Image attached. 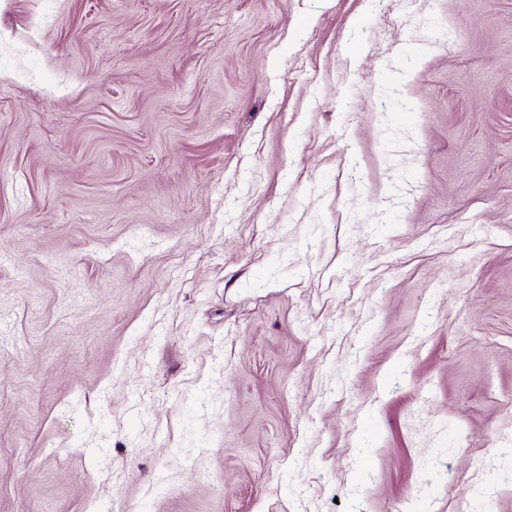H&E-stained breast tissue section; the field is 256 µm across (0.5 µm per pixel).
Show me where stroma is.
<instances>
[{
	"instance_id": "obj_1",
	"label": "stroma",
	"mask_w": 512,
	"mask_h": 512,
	"mask_svg": "<svg viewBox=\"0 0 512 512\" xmlns=\"http://www.w3.org/2000/svg\"><path fill=\"white\" fill-rule=\"evenodd\" d=\"M0 512H512V0H0Z\"/></svg>"
}]
</instances>
